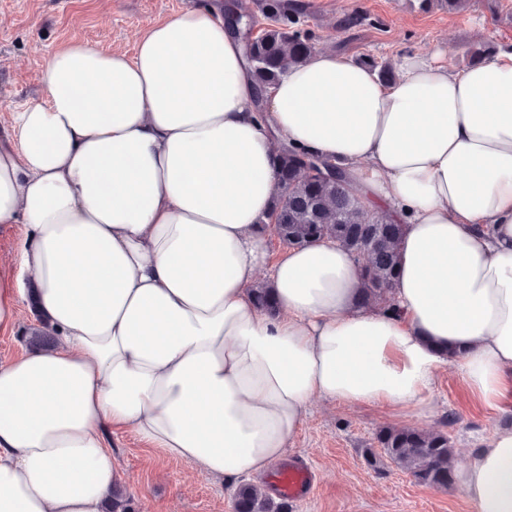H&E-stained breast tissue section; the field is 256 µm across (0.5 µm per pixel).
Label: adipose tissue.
<instances>
[{
  "instance_id": "1",
  "label": "adipose tissue",
  "mask_w": 512,
  "mask_h": 512,
  "mask_svg": "<svg viewBox=\"0 0 512 512\" xmlns=\"http://www.w3.org/2000/svg\"><path fill=\"white\" fill-rule=\"evenodd\" d=\"M237 10L199 0L131 55L58 49L45 100L11 113L0 224L24 229L57 342L0 362V512H103L112 429L233 483L285 455L316 397L429 416L451 365L512 412V52L460 73L410 56L385 86L324 49L263 91ZM283 143L404 225L388 303L359 306L334 242L269 251ZM459 483L473 512H512V427Z\"/></svg>"
}]
</instances>
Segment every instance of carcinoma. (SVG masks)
<instances>
[{
  "label": "carcinoma",
  "instance_id": "obj_1",
  "mask_svg": "<svg viewBox=\"0 0 512 512\" xmlns=\"http://www.w3.org/2000/svg\"><path fill=\"white\" fill-rule=\"evenodd\" d=\"M257 9L259 14L234 23L250 19L259 27L255 40L245 47L255 80L267 89L287 65L306 60L314 43L303 28L305 14L298 0H260ZM494 53V47L477 43L469 47L467 56L474 63ZM278 185L271 217L280 221L281 241L300 247L327 237L356 256L368 253L360 303L383 300L398 277L404 225L384 214H369L342 167H336L334 179L321 184L310 181L293 149L279 154ZM376 441L385 457L417 484L442 489L453 482L448 465L452 445L446 433L389 427L377 433ZM235 512H288V503L277 502L265 489L247 483L237 490Z\"/></svg>",
  "mask_w": 512,
  "mask_h": 512
}]
</instances>
